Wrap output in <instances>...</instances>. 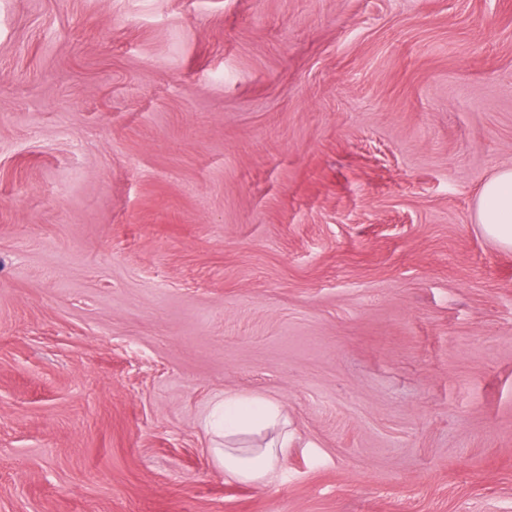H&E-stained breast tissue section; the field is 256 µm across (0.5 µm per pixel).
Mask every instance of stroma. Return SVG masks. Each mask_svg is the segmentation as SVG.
I'll return each instance as SVG.
<instances>
[{
  "label": "stroma",
  "mask_w": 512,
  "mask_h": 512,
  "mask_svg": "<svg viewBox=\"0 0 512 512\" xmlns=\"http://www.w3.org/2000/svg\"><path fill=\"white\" fill-rule=\"evenodd\" d=\"M503 167L512 0H0V512H512ZM477 224L499 245L512 247V168L499 169L483 186ZM207 426L220 438L224 448H214L228 479L248 483L262 482L288 455L294 436L282 425L279 406L269 400L238 395L224 396L212 408ZM276 430L263 447L244 444L246 437Z\"/></svg>",
  "instance_id": "1"
}]
</instances>
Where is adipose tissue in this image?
Wrapping results in <instances>:
<instances>
[{
    "label": "adipose tissue",
    "instance_id": "obj_1",
    "mask_svg": "<svg viewBox=\"0 0 512 512\" xmlns=\"http://www.w3.org/2000/svg\"><path fill=\"white\" fill-rule=\"evenodd\" d=\"M476 220L486 236L512 247V168L499 169L485 183ZM207 425L224 440L216 454L225 476L241 482H262L294 440L282 424L279 406L257 397H224L213 406Z\"/></svg>",
    "mask_w": 512,
    "mask_h": 512
}]
</instances>
